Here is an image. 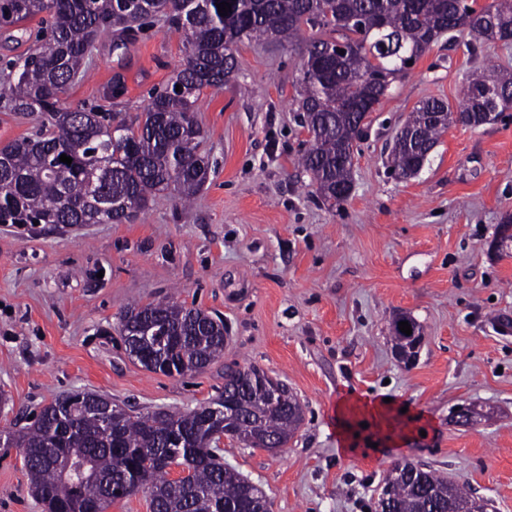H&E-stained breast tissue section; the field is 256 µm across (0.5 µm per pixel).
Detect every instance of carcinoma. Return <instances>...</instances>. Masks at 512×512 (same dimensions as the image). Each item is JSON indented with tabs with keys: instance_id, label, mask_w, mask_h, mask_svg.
Instances as JSON below:
<instances>
[{
	"instance_id": "1",
	"label": "carcinoma",
	"mask_w": 512,
	"mask_h": 512,
	"mask_svg": "<svg viewBox=\"0 0 512 512\" xmlns=\"http://www.w3.org/2000/svg\"><path fill=\"white\" fill-rule=\"evenodd\" d=\"M231 12L222 16L217 4ZM49 11L50 32L35 41L20 65L0 82V106L11 112H39L47 124L30 137L0 147V224H127L167 193L191 203L203 189L209 162L199 152L204 132L197 120L203 89L219 88L237 71L233 47L243 39L293 43L302 27L315 31L306 42L299 79L298 111L310 134L301 164L311 175L315 194L336 206L353 184L354 143L361 116L357 101L383 95L392 80L410 69L443 34L465 28L476 38L508 43L512 37V0H0V28ZM163 15L184 32L186 59L166 88L135 118L120 112L107 119L86 109L59 107V97L89 75L87 58L97 39L114 29L134 35L135 28ZM356 17L383 19L371 33L352 27ZM348 50L332 55L336 42ZM181 90H176V86ZM499 91V111L512 107V75L473 73L466 78L458 110L436 99L411 112L412 138L391 147L392 173L417 174L422 149L438 143L453 123L477 125L489 111L487 90ZM72 158L67 165L59 156ZM393 326L394 348L411 344ZM152 323L160 331L156 352L176 375L200 372L224 354V321L178 302L131 305L119 317L128 334ZM129 354L146 370L163 369L145 349ZM269 376L248 366L226 378L227 396L186 412L156 409L123 415L106 423V395L76 392L44 406L20 430H1L4 447L16 448L30 491L46 512H107L112 503L144 487L152 512H260L265 492L217 456L221 435L250 448L272 440L287 444L303 421L299 400L279 387L276 405L265 408ZM231 399L236 413L229 423L212 413ZM188 464L192 479L168 478L169 465ZM395 512H487L489 501L457 481L404 460L389 470Z\"/></svg>"
}]
</instances>
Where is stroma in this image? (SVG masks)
Here are the masks:
<instances>
[{
	"label": "stroma",
	"instance_id": "obj_1",
	"mask_svg": "<svg viewBox=\"0 0 512 512\" xmlns=\"http://www.w3.org/2000/svg\"><path fill=\"white\" fill-rule=\"evenodd\" d=\"M303 42L242 40L235 77L204 89L200 146L211 171L194 205L156 196L131 224H0V430L20 429L77 390L144 412L214 398L226 370L254 364L303 405L271 453L225 440V463L259 485L273 512H376L379 485L408 459L512 512V248H490L512 215V109L451 126L423 169L398 180L388 146L420 100L459 106L466 77L512 72V43L444 35L394 80L354 147V188L330 207L298 165L310 136L297 112ZM184 59L165 18L95 44L89 78L63 108L135 116ZM175 298L223 318V356L205 371H146L117 331L127 305ZM401 314L420 324L412 364L393 347ZM388 401L373 419L345 401ZM477 425L456 424L464 406ZM0 512H45L18 449L0 448Z\"/></svg>",
	"mask_w": 512,
	"mask_h": 512
}]
</instances>
